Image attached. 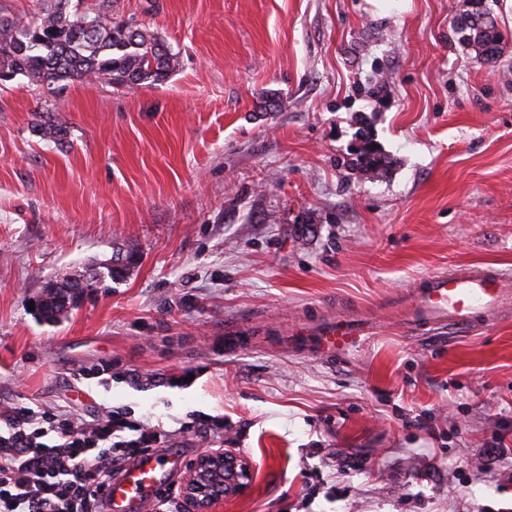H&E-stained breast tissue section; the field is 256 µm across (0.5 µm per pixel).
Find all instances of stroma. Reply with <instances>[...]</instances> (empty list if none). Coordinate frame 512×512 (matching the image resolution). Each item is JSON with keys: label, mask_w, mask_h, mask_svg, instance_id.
<instances>
[{"label": "stroma", "mask_w": 512, "mask_h": 512, "mask_svg": "<svg viewBox=\"0 0 512 512\" xmlns=\"http://www.w3.org/2000/svg\"><path fill=\"white\" fill-rule=\"evenodd\" d=\"M486 3L493 67L453 30L469 0H113L177 55L167 81L0 84V412H119L185 460L247 457L213 512H512V460L481 467L512 447V302L462 335L381 310L432 273L512 275V0ZM361 128L381 177L351 166ZM129 254L57 321L29 310ZM341 308L378 324L349 360L225 348L227 322ZM201 419L223 428L181 433Z\"/></svg>", "instance_id": "1"}]
</instances>
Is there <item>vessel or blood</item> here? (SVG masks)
<instances>
[{"label":"vessel or blood","mask_w":512,"mask_h":512,"mask_svg":"<svg viewBox=\"0 0 512 512\" xmlns=\"http://www.w3.org/2000/svg\"><path fill=\"white\" fill-rule=\"evenodd\" d=\"M512 297V277L480 266L436 273L403 296L396 316L407 331L442 326L467 332L493 325L496 315ZM230 347L281 348L292 355L322 360H344L372 338L374 323L364 313H336L307 319L285 329L226 328ZM178 452L149 451L129 464L109 484V512H146L154 490L163 484L165 467Z\"/></svg>","instance_id":"obj_1"}]
</instances>
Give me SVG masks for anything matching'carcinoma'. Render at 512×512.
Returning a JSON list of instances; mask_svg holds the SVG:
<instances>
[{
    "label": "carcinoma",
    "mask_w": 512,
    "mask_h": 512,
    "mask_svg": "<svg viewBox=\"0 0 512 512\" xmlns=\"http://www.w3.org/2000/svg\"><path fill=\"white\" fill-rule=\"evenodd\" d=\"M82 0H44L33 19L0 16V71L12 72L49 87L60 81L106 78L117 86L155 85L165 81L177 65V57L154 33L112 15L111 0H102L91 13ZM461 44L477 48L483 59L501 53L495 24L457 26ZM63 122L47 114L40 124L45 138L62 131ZM363 147L354 152L361 170L377 175L388 161L374 140L361 135ZM72 284L64 280L47 292L38 312L55 321L73 303Z\"/></svg>",
    "instance_id": "carcinoma-1"
}]
</instances>
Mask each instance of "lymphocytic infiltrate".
<instances>
[{
	"label": "lymphocytic infiltrate",
	"mask_w": 512,
	"mask_h": 512,
	"mask_svg": "<svg viewBox=\"0 0 512 512\" xmlns=\"http://www.w3.org/2000/svg\"><path fill=\"white\" fill-rule=\"evenodd\" d=\"M0 432V512H102L101 492L114 473L146 451L162 447L165 430L126 420L85 423L63 411L20 406L5 414Z\"/></svg>",
	"instance_id": "lymphocytic-infiltrate-1"
}]
</instances>
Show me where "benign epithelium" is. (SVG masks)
I'll list each match as a JSON object with an SVG mask.
<instances>
[{
  "instance_id": "benign-epithelium-1",
  "label": "benign epithelium",
  "mask_w": 512,
  "mask_h": 512,
  "mask_svg": "<svg viewBox=\"0 0 512 512\" xmlns=\"http://www.w3.org/2000/svg\"><path fill=\"white\" fill-rule=\"evenodd\" d=\"M252 477L245 457L228 449L207 452L187 463L180 493L189 512H212L219 501L243 495Z\"/></svg>"
}]
</instances>
